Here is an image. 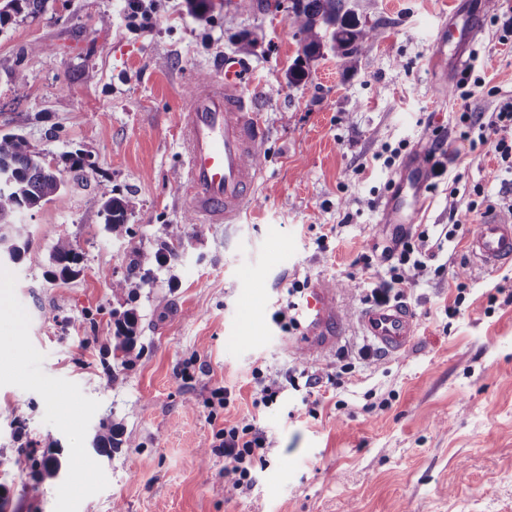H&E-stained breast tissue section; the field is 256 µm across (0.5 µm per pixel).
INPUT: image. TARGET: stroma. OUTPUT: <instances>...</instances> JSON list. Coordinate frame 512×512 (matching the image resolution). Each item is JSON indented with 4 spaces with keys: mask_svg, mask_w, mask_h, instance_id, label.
<instances>
[{
    "mask_svg": "<svg viewBox=\"0 0 512 512\" xmlns=\"http://www.w3.org/2000/svg\"><path fill=\"white\" fill-rule=\"evenodd\" d=\"M236 2L46 0L0 22V133L49 152L63 181L20 214L21 259L0 261V338L19 339L0 357V512H512V264L485 270L466 249L480 218L512 212V172L460 123L465 112L489 122L512 101L500 20L512 0L469 33L464 0H345L378 32L352 64L329 43L305 59L290 0H252L249 12ZM244 39L267 130L258 201L238 223L194 222L170 241L185 213L179 113ZM462 53L482 79L465 99L449 89ZM297 64L306 75L289 82ZM386 146L401 150L388 168L375 159ZM430 155L444 171L418 222L441 239L442 269L405 300L417 336L405 354L363 361L370 340L351 329L339 350L352 370L332 385L336 356L289 351L274 314L304 279L365 309L375 282L348 280L351 264L398 237L383 208L410 196V159ZM103 186L126 201L129 236L108 230L94 201ZM61 237L81 256L66 280L51 276ZM118 280L129 283L119 294ZM129 310L125 355L112 338ZM304 368L319 384L293 388ZM258 369L283 385L266 408L253 405ZM218 388L229 406L212 407ZM63 402L77 414H61ZM244 417L271 449L230 497L212 445ZM104 423L122 428L108 454L93 449ZM21 448L58 460L61 475L34 472Z\"/></svg>",
    "mask_w": 512,
    "mask_h": 512,
    "instance_id": "35a3bbf8",
    "label": "stroma"
}]
</instances>
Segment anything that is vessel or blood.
I'll return each instance as SVG.
<instances>
[{
  "mask_svg": "<svg viewBox=\"0 0 512 512\" xmlns=\"http://www.w3.org/2000/svg\"><path fill=\"white\" fill-rule=\"evenodd\" d=\"M222 69L223 78L194 84L180 114L188 167L179 191L202 224L237 223L242 212L256 203L255 185L262 173L266 128L245 84L246 72L235 55L225 57ZM429 179L428 166L413 159L406 175L412 199L391 197L382 223L414 224L425 205L422 189ZM468 249L473 261L486 267L512 262V214L484 216L468 237ZM306 318L305 334L291 348L307 358L335 351L354 324L388 355L403 352L415 335L414 317L405 307L379 305L353 316L340 306L337 289L325 283L310 289Z\"/></svg>",
  "mask_w": 512,
  "mask_h": 512,
  "instance_id": "b4317fda",
  "label": "vessel or blood"
}]
</instances>
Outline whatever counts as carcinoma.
<instances>
[{"label":"carcinoma","mask_w":512,"mask_h":512,"mask_svg":"<svg viewBox=\"0 0 512 512\" xmlns=\"http://www.w3.org/2000/svg\"><path fill=\"white\" fill-rule=\"evenodd\" d=\"M288 21L291 28L303 36V53L307 59L320 55L324 39L328 38L350 62L364 48L366 39L372 34L359 27L354 17L345 10L344 0H291L288 7ZM10 169L13 177L11 187L0 188V226L10 225L9 249L11 260L21 257L24 247L29 245L25 225L15 220L21 210H30L50 201L62 187V180L56 169L43 162L38 153L31 149L26 139L16 134L0 135V168ZM98 203L105 214L109 230L123 236L129 233L127 226V204L112 196L106 188L101 189ZM52 260L61 276L75 273L80 255L73 244L60 238L53 245ZM134 317L126 312L117 321L115 350L129 352L132 344ZM116 427L104 425L95 437L94 448L106 453L117 447Z\"/></svg>","instance_id":"obj_1"}]
</instances>
